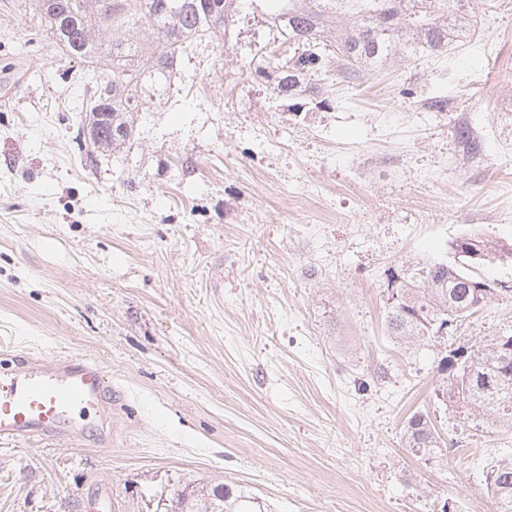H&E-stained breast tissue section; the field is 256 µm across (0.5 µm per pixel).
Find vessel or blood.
<instances>
[{
    "instance_id": "obj_1",
    "label": "vessel or blood",
    "mask_w": 512,
    "mask_h": 512,
    "mask_svg": "<svg viewBox=\"0 0 512 512\" xmlns=\"http://www.w3.org/2000/svg\"><path fill=\"white\" fill-rule=\"evenodd\" d=\"M112 383L105 366L90 359L28 358L0 367V443L32 437L81 439L75 413L106 421Z\"/></svg>"
}]
</instances>
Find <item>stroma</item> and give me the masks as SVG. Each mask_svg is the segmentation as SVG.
<instances>
[{
    "label": "stroma",
    "instance_id": "1",
    "mask_svg": "<svg viewBox=\"0 0 512 512\" xmlns=\"http://www.w3.org/2000/svg\"><path fill=\"white\" fill-rule=\"evenodd\" d=\"M448 53L295 104L249 69L262 16L195 46L129 143L87 164L81 65L0 0V338L96 359L118 396L104 439L0 445V512H155L221 482L262 512H497L512 432L442 400L450 351L512 335V261L487 305L405 343L386 270L512 242V0H475ZM444 95L443 112L424 99ZM469 128L479 145L458 136ZM446 444L406 448L415 412ZM459 247L465 246H476L478 244L482 245V248L487 253V257L489 261L492 262L494 259L499 258H510L512 259V244L507 242L499 241L496 239H490L488 237L482 236L478 233H473L470 235H466L463 237H459L454 241ZM454 242L451 244L450 248L454 253V257L456 252L454 250ZM490 475L489 487L499 504L498 512H512V455L501 458Z\"/></svg>",
    "mask_w": 512,
    "mask_h": 512
}]
</instances>
